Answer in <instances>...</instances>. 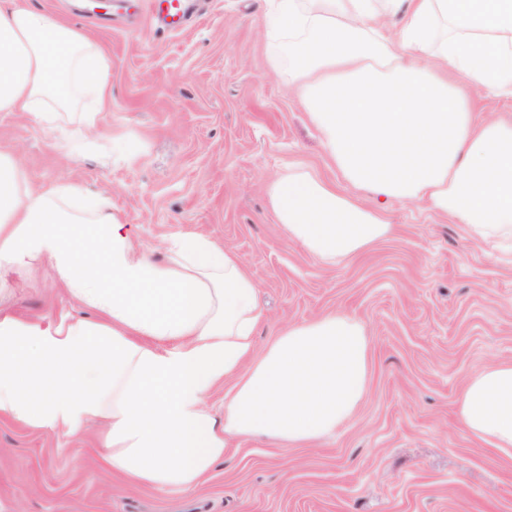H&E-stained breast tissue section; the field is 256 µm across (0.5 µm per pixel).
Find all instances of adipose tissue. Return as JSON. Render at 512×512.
Masks as SVG:
<instances>
[{
    "label": "adipose tissue",
    "instance_id": "1",
    "mask_svg": "<svg viewBox=\"0 0 512 512\" xmlns=\"http://www.w3.org/2000/svg\"><path fill=\"white\" fill-rule=\"evenodd\" d=\"M389 15L401 18L392 32ZM262 25L344 181L296 167L268 184L289 242L326 264L352 259L392 234L386 204L401 200L512 254V120L476 122L473 101L512 96V0H266ZM109 69L82 29L0 0V112L79 138L109 107ZM35 263L79 314L7 308V273ZM262 321L234 252L182 233L156 261L81 184L32 187L0 149V419L66 436L103 425L107 466L158 489L195 488L233 438L331 436L368 393L366 327L326 312L261 348ZM219 387L220 414L208 404ZM457 414L512 456V361L469 376Z\"/></svg>",
    "mask_w": 512,
    "mask_h": 512
}]
</instances>
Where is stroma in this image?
<instances>
[{
  "label": "stroma",
  "instance_id": "stroma-1",
  "mask_svg": "<svg viewBox=\"0 0 512 512\" xmlns=\"http://www.w3.org/2000/svg\"><path fill=\"white\" fill-rule=\"evenodd\" d=\"M88 29L110 65L112 104L78 148L0 112V148L32 186L62 178L103 195L166 257L181 232L233 250L260 289L259 345L336 310L371 336L369 389L327 439L279 448L234 440L192 490L128 485L102 460L100 427L65 439L0 420V512H512V459L470 437L455 409L466 379L512 361V263L421 204L389 205L397 231L328 267L287 239L267 183L303 166L335 177L287 70H272L265 0H199L186 28H159L153 0H31ZM14 310L73 306L47 271L15 273Z\"/></svg>",
  "mask_w": 512,
  "mask_h": 512
}]
</instances>
